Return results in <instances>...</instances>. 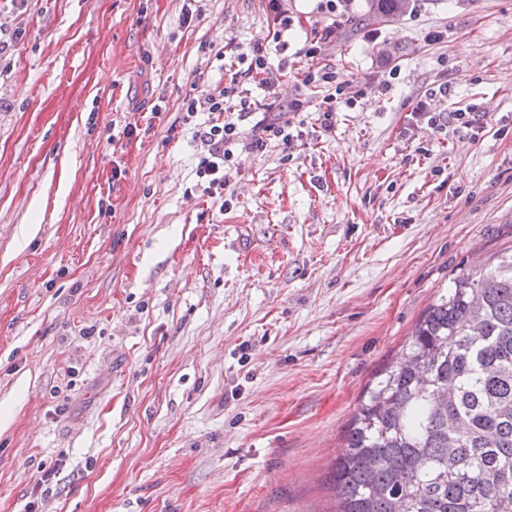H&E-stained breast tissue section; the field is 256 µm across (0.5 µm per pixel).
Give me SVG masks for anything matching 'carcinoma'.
I'll list each match as a JSON object with an SVG mask.
<instances>
[{"label":"carcinoma","mask_w":512,"mask_h":512,"mask_svg":"<svg viewBox=\"0 0 512 512\" xmlns=\"http://www.w3.org/2000/svg\"><path fill=\"white\" fill-rule=\"evenodd\" d=\"M406 0H377L390 17ZM327 481L335 512H512V252L458 274L377 373Z\"/></svg>","instance_id":"obj_1"}]
</instances>
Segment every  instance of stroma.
<instances>
[{"mask_svg":"<svg viewBox=\"0 0 512 512\" xmlns=\"http://www.w3.org/2000/svg\"><path fill=\"white\" fill-rule=\"evenodd\" d=\"M283 6L309 106L222 209L181 100L268 0H0V512H333L366 385L512 247V0H350L328 131L295 80L326 15Z\"/></svg>","mask_w":512,"mask_h":512,"instance_id":"35a3bbf8","label":"stroma"}]
</instances>
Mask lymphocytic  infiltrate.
<instances>
[{"label": "lymphocytic infiltrate", "instance_id": "lymphocytic-infiltrate-1", "mask_svg": "<svg viewBox=\"0 0 512 512\" xmlns=\"http://www.w3.org/2000/svg\"><path fill=\"white\" fill-rule=\"evenodd\" d=\"M273 12V28L270 46L254 44L248 53L240 54L239 68L230 71L223 84L202 91L198 79H191L185 85L182 109L188 117L198 113H209V123L200 130L199 139L203 149L199 154L196 167L198 184L203 194L216 203L224 201V163L235 147L254 152L264 150L268 141L278 140L290 144L293 136L290 129L292 116L302 111L304 103L296 99L289 103L286 111L280 112L278 118L268 120L264 114L271 110V98L275 96L273 64L271 52L285 53L288 49V32L294 20L281 5V0H269ZM336 32L335 25H327L315 32L313 38L303 47L305 56L310 59V66L298 73V82L306 87L321 84L334 85L335 90L319 101L315 110L320 125L331 129L336 112L343 104L342 89L336 88V73L319 62L322 48L330 42ZM257 116L256 130L249 141H242L239 130L240 121L249 116Z\"/></svg>", "mask_w": 512, "mask_h": 512}]
</instances>
